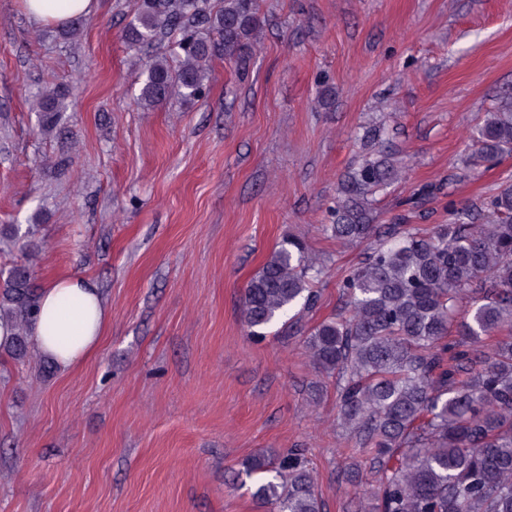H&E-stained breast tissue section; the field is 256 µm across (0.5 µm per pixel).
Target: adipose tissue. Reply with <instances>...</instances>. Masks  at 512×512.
Masks as SVG:
<instances>
[{"label":"adipose tissue","instance_id":"1","mask_svg":"<svg viewBox=\"0 0 512 512\" xmlns=\"http://www.w3.org/2000/svg\"><path fill=\"white\" fill-rule=\"evenodd\" d=\"M37 24L60 27L90 15L95 0H23ZM40 315L29 330L34 347L59 370L72 369L100 344L108 310L95 285L69 277L41 289Z\"/></svg>","mask_w":512,"mask_h":512}]
</instances>
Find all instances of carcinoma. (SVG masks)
I'll return each instance as SVG.
<instances>
[{"label": "carcinoma", "instance_id": "1", "mask_svg": "<svg viewBox=\"0 0 512 512\" xmlns=\"http://www.w3.org/2000/svg\"><path fill=\"white\" fill-rule=\"evenodd\" d=\"M259 9V0H135L125 42L139 51L170 44V53L147 57L139 105L204 96L214 58L249 59ZM62 102L59 89L40 94V134L59 125ZM473 139L476 162L512 154V102L486 112ZM401 172L382 155L341 177L327 230L368 248L339 284L345 312L304 340L315 367L338 377L339 417L380 474L376 488L354 489L358 512H512V186L492 199L490 223L469 224L464 213L422 234L374 223L372 195ZM321 273L301 240L284 239L244 289L249 336L260 340L308 307ZM462 299L471 310L457 322ZM39 313L31 267H12L0 285V326L10 336L1 353L27 357ZM243 472L256 477L252 496L269 512H322L304 449L252 456Z\"/></svg>", "mask_w": 512, "mask_h": 512}]
</instances>
